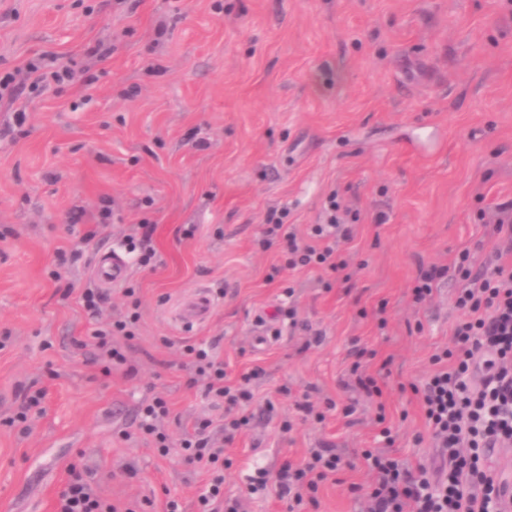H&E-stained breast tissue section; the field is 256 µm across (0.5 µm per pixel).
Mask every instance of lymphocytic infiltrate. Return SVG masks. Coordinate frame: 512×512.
Returning <instances> with one entry per match:
<instances>
[{"label": "lymphocytic infiltrate", "mask_w": 512, "mask_h": 512, "mask_svg": "<svg viewBox=\"0 0 512 512\" xmlns=\"http://www.w3.org/2000/svg\"><path fill=\"white\" fill-rule=\"evenodd\" d=\"M74 68H47L43 58L29 60L21 73L0 76V98L13 96L17 79L48 87L73 81ZM336 194H329L324 223L314 225L310 240L301 244L285 230L287 210L266 215L270 234H281L290 268L314 265L333 272L346 263L336 251V240L349 229L339 215ZM79 300L99 327L82 340L93 350V361L104 375L127 365L124 342L136 336L138 311L117 319H104L108 294L99 288L81 289ZM465 317L452 330L451 349L434 360L435 367L419 394L425 423L442 464L436 470H411L382 449L352 451L343 457L332 448H314L305 463L288 469L279 494L295 504L316 503L321 486L342 470L347 459L361 460L371 471V490L364 512H512V484L489 463L488 450L512 443V422L489 425L488 410L512 413V269L496 266L474 275L456 297ZM182 355L192 376L203 383L205 395L221 408L218 419L206 418L184 438L181 447L187 464L205 470L209 479L198 497L199 512H238L237 500L224 498V441L249 422L247 408L253 399L251 383L261 373L255 367L227 384L224 362L207 344L186 343ZM58 495L55 512H145L153 502L142 499L118 507L101 493L93 472L73 463Z\"/></svg>", "instance_id": "f902f5d3"}]
</instances>
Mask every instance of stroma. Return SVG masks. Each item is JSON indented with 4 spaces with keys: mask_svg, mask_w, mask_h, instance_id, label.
<instances>
[{
    "mask_svg": "<svg viewBox=\"0 0 512 512\" xmlns=\"http://www.w3.org/2000/svg\"><path fill=\"white\" fill-rule=\"evenodd\" d=\"M98 44L111 55H89ZM41 53L95 81L0 100V512H53L78 461L114 503L170 493L198 512L208 475L177 443L219 412L187 384L186 341L216 343L228 381L263 370L252 421L224 451V494L240 512H291L275 487L251 492L257 471L277 475L326 445L383 447L385 425L396 459L428 463L412 388L463 317L455 265L465 251L475 274L512 265L488 234L512 204V0H0V73ZM332 190L359 215L336 245L345 274L286 270L280 245H259L267 212L287 210L288 230L306 236ZM144 221L155 261L131 263L111 291L113 315L141 314L137 374L106 376L76 347L95 320L63 291L93 285L98 252ZM433 265L448 274L415 304ZM199 288L217 294L211 315L180 329L171 304ZM289 307L305 329L277 319L278 336L256 344L257 313ZM311 329L322 341L309 347ZM357 361L384 385L385 424L347 386ZM39 389L30 433L7 427ZM156 394L170 407L165 456L137 431ZM304 399L324 420L297 411ZM370 483L363 467L343 471L301 512H359Z\"/></svg>",
    "mask_w": 512,
    "mask_h": 512,
    "instance_id": "1",
    "label": "stroma"
}]
</instances>
